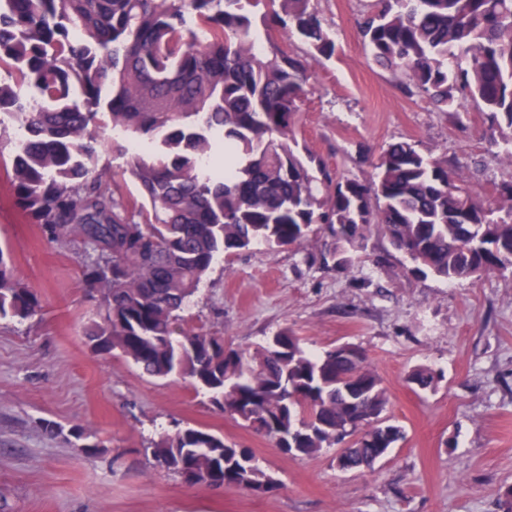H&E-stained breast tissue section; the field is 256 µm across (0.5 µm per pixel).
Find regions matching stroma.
<instances>
[{
	"instance_id": "obj_1",
	"label": "stroma",
	"mask_w": 512,
	"mask_h": 512,
	"mask_svg": "<svg viewBox=\"0 0 512 512\" xmlns=\"http://www.w3.org/2000/svg\"><path fill=\"white\" fill-rule=\"evenodd\" d=\"M369 0H318L336 54L310 56L300 144L337 174L362 179L389 144L459 162L485 195L500 170L486 153L475 106L438 111L373 59L359 24ZM0 164V245L39 297V314L0 322V512H502L512 486V275L448 284L405 275V258L372 235L347 266L309 263L320 235L300 247L256 244L221 256L183 313V325L247 348L282 329L323 352L353 343L389 395L404 442L373 469L341 472L335 449L289 457L214 409L183 379L158 380L131 361L92 352L85 326L96 294L82 275L81 243L59 246L29 224ZM432 368L435 391L411 389ZM60 426L47 432L44 422ZM80 426L83 447L70 433ZM223 433L251 449L281 482L257 495L191 486L148 448L176 426ZM438 375L435 371L427 367H418L413 369L406 378V382L410 387L421 391L428 392L435 389L438 383Z\"/></svg>"
}]
</instances>
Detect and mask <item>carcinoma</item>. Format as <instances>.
I'll return each mask as SVG.
<instances>
[{"label":"carcinoma","instance_id":"carcinoma-1","mask_svg":"<svg viewBox=\"0 0 512 512\" xmlns=\"http://www.w3.org/2000/svg\"><path fill=\"white\" fill-rule=\"evenodd\" d=\"M247 4L267 8L263 31ZM277 31L313 56L335 53L317 0H0V157L13 144L11 183L29 222L62 246L83 245L98 296L85 330L93 352L190 380L287 456L341 445L351 470L370 469L404 429L385 415L387 389L360 347L316 355L284 329L234 348L179 328L180 312L220 255L301 246L317 230L339 265L377 233L412 276L512 274V0H372L361 23L365 46L406 90L441 112L470 101L486 116L487 154L508 169L489 198L456 161L410 140L384 149L370 180L338 177L299 149L311 75ZM263 42L269 50H251ZM101 113L112 130L153 142L127 161L136 197L99 165ZM7 119L26 131L15 143ZM40 311L0 246V321ZM406 382L428 392L438 375L418 367ZM149 450L215 489L270 477L249 449L190 425Z\"/></svg>","mask_w":512,"mask_h":512}]
</instances>
